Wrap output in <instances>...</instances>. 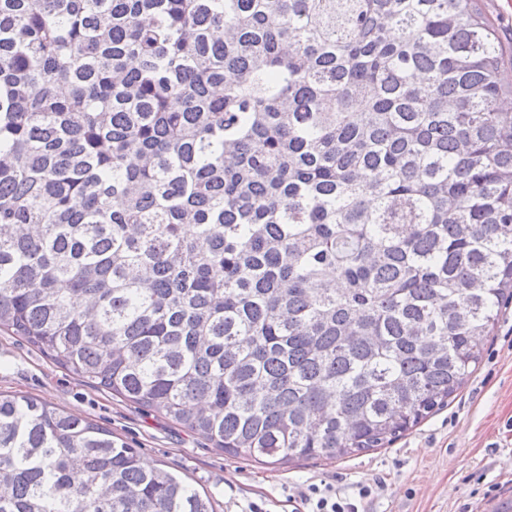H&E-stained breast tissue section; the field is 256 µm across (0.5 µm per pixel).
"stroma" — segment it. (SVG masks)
I'll list each match as a JSON object with an SVG mask.
<instances>
[{
	"label": "stroma",
	"instance_id": "35a3bbf8",
	"mask_svg": "<svg viewBox=\"0 0 512 512\" xmlns=\"http://www.w3.org/2000/svg\"><path fill=\"white\" fill-rule=\"evenodd\" d=\"M0 393L49 403L111 431L148 466L211 496L214 512H296L297 491L381 483L369 512H494L512 505V303L455 399L389 447L285 465L225 454L162 414L96 387L24 339L0 333Z\"/></svg>",
	"mask_w": 512,
	"mask_h": 512
}]
</instances>
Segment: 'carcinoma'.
I'll return each instance as SVG.
<instances>
[{
    "label": "carcinoma",
    "mask_w": 512,
    "mask_h": 512,
    "mask_svg": "<svg viewBox=\"0 0 512 512\" xmlns=\"http://www.w3.org/2000/svg\"><path fill=\"white\" fill-rule=\"evenodd\" d=\"M504 66L480 0H0V330L234 456L392 443L512 301ZM0 512L214 510L0 395Z\"/></svg>",
    "instance_id": "obj_1"
}]
</instances>
